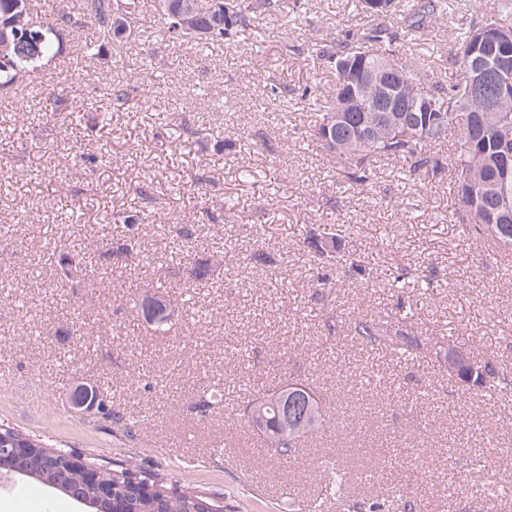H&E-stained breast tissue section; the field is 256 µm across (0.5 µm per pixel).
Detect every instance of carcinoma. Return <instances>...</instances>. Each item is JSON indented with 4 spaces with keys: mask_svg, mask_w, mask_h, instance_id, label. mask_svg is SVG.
Returning a JSON list of instances; mask_svg holds the SVG:
<instances>
[{
    "mask_svg": "<svg viewBox=\"0 0 512 512\" xmlns=\"http://www.w3.org/2000/svg\"><path fill=\"white\" fill-rule=\"evenodd\" d=\"M31 0H0V51L10 43L13 63L0 67V90L14 86L20 79L41 66L53 53L59 31L72 24L68 13H59L37 26L29 11ZM224 13L217 17L205 12L206 0L186 27L177 29L165 22L164 36L172 44L189 39L234 41L255 30L260 21L276 11L275 0H223ZM368 21L355 34L346 33L327 43L316 42L312 52L335 74L336 82L328 94L319 88H305L300 98L314 103L308 130L312 141L322 151L336 158L346 177L353 183L368 186L374 177V163L381 159L410 162V171L426 178L448 174L460 209L468 216V230L486 235L505 246H512V174L509 191L492 190L504 175L505 162L512 163V99L498 94L493 71L477 81L467 65L466 56L474 46L490 55V42L478 43L481 32L491 28L512 35V0H492L482 20L452 36L454 48L445 57H431L414 49L411 40L433 33L437 21L452 12L456 0H385V7L373 10L369 0H359ZM138 0H127L119 11L118 0H88L90 22L97 28L103 44H120V28L133 29ZM25 17L31 32L40 35L37 48L17 52L11 20ZM449 66L459 79L444 84L437 67ZM383 84L397 89L393 97L376 95ZM428 100L430 111L414 112L416 99ZM455 135L452 149L445 155L441 146L448 134ZM147 218L126 212H114L106 223L122 229L111 254L118 260L131 256L127 235H135ZM309 252L324 263L336 260L341 243L333 231L311 232L305 239ZM354 337L367 347L380 346L390 340L406 353H423L421 337L407 332L391 333L388 322L364 315L353 319ZM468 366L449 375L459 382L483 389L487 393L512 387V380L490 361L477 355L467 356ZM326 416L325 400L310 378L292 380L272 392L255 395L245 390L238 406L237 425L250 428L263 438L274 453L285 460L299 459V448L321 432ZM18 447L35 448L50 468L65 469L57 449L39 439L7 428ZM318 468L327 473L326 492L336 497L342 512H414L415 506L404 490H398L390 503L358 502L348 495L346 473L321 460ZM101 476L112 482L115 512H223L212 495L195 488H178L159 472H143L131 464H114L98 468ZM65 483L84 497L95 495L94 486L86 483L83 473L67 471Z\"/></svg>",
    "mask_w": 512,
    "mask_h": 512,
    "instance_id": "carcinoma-1",
    "label": "carcinoma"
}]
</instances>
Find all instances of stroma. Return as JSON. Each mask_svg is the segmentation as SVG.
<instances>
[{
    "label": "stroma",
    "mask_w": 512,
    "mask_h": 512,
    "mask_svg": "<svg viewBox=\"0 0 512 512\" xmlns=\"http://www.w3.org/2000/svg\"><path fill=\"white\" fill-rule=\"evenodd\" d=\"M357 3L279 0L261 37L181 47L162 40L163 20L149 10L122 58L92 26L67 30L52 60L0 91V117L17 118L12 143L0 144V224L18 227L0 239V280L10 284L0 294V424L213 490L224 512H288V494L318 496L312 462L335 451L358 500L387 498L394 486L412 490L419 512H512V390L485 397L450 377L446 360L449 350H476L512 376V280L500 274L512 248L491 253L465 235L447 181L413 182L404 161L377 163L368 189L348 186L335 159L297 137L301 106L273 93L334 82L310 46L357 32ZM85 45L99 50L93 64ZM147 57L165 89L140 70ZM110 79L131 88V106L111 107ZM190 199L218 220L195 224L190 251L217 270L188 299L190 266L166 246L190 222ZM115 210L159 215L132 241L152 263L113 259L103 218ZM321 224L345 229L334 312L316 301L304 245ZM243 235L286 271L225 248ZM57 240L83 258L75 278L52 254ZM358 255L370 258V277L349 271ZM391 265L430 278V288L392 287L383 275ZM159 281L170 312L161 335L132 309ZM398 306L408 330L427 338V355L370 351L349 333L352 316ZM331 315L334 336L324 327ZM311 372L327 424L288 463L231 414L240 386L269 391ZM103 379L108 409L137 417L132 432L72 411L73 389Z\"/></svg>",
    "instance_id": "stroma-1"
}]
</instances>
